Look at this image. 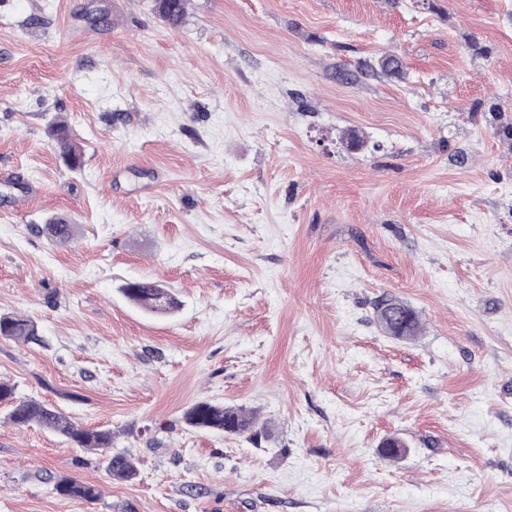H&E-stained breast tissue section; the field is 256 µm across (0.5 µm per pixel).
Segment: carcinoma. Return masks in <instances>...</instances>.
<instances>
[{"mask_svg":"<svg viewBox=\"0 0 512 512\" xmlns=\"http://www.w3.org/2000/svg\"><path fill=\"white\" fill-rule=\"evenodd\" d=\"M187 0H157V12L160 18L171 27L178 26L186 12ZM377 66L386 75L404 78L402 61L396 56H385L377 61ZM52 133L62 151L65 165L70 169L81 166L82 148L69 138L67 125L56 122ZM49 238L66 242L75 233V225L53 220L45 225ZM121 291L133 303L148 312L169 314L180 309L182 302L160 282L132 281L126 283ZM375 321L380 330L397 339H411L422 330L418 313L397 298H388L375 307ZM0 337L23 343L38 342L36 324L20 314L0 315ZM13 402L8 415L9 420L18 426L37 424L72 442L80 448L96 451L102 457L105 471L114 480L128 481L137 476V468L132 455L128 452H110L112 433L109 431L83 429L58 407L32 399L15 400V386L0 382V403ZM185 421L192 427L224 432L228 435H243L253 428L254 420L245 410L232 406L218 405L207 401L197 402L185 413ZM54 490L62 495L95 503L100 492L94 485L61 479Z\"/></svg>","mask_w":512,"mask_h":512,"instance_id":"obj_1","label":"carcinoma"}]
</instances>
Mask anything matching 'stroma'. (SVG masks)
<instances>
[{
	"mask_svg": "<svg viewBox=\"0 0 512 512\" xmlns=\"http://www.w3.org/2000/svg\"><path fill=\"white\" fill-rule=\"evenodd\" d=\"M388 52L406 80L365 71ZM508 126L512 0H190L175 28L155 0H0V313L41 337H0V382L138 469L2 403L0 512H512ZM387 297L420 335L380 331ZM199 401L258 438L191 427ZM52 133L62 151V158L69 169H76L81 166L83 151L82 148L73 143L69 138V131L64 122H56L52 125ZM121 291L130 301L151 313L169 314L182 306L177 296L161 282L132 281ZM389 312L399 313L403 316L402 324L395 326L391 323ZM375 321L380 330L397 339H411L418 336L422 330V323L418 313L397 298H388L379 302L375 307ZM15 386L0 382V403L11 401L14 405L8 415L18 426L37 424L72 442L80 448L96 451L102 457L105 471L113 480L128 481L137 476V468L129 452H110L112 433L109 431L83 429L58 407L32 399H15ZM53 489L62 496L82 499L91 504L100 499V492L95 485L77 482L72 479L57 481Z\"/></svg>",
	"mask_w": 512,
	"mask_h": 512,
	"instance_id": "35a3bbf8",
	"label": "stroma"
}]
</instances>
